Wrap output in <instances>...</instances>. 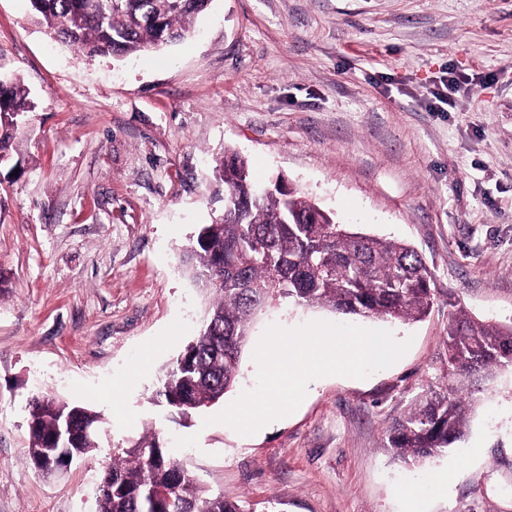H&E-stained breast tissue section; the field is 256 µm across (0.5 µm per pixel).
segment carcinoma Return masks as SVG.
Instances as JSON below:
<instances>
[{"mask_svg":"<svg viewBox=\"0 0 512 512\" xmlns=\"http://www.w3.org/2000/svg\"><path fill=\"white\" fill-rule=\"evenodd\" d=\"M30 0L39 22L86 57H122L183 39L204 11L198 0ZM35 109L17 80L0 78V157ZM224 183V211L202 224L186 261L213 300L198 336L165 368L157 396L188 419L238 381L253 320L283 300L363 319L418 321L434 302L432 273L410 244L348 230L299 191L256 184L247 162L227 149L212 169ZM453 385L414 402L388 429L387 447L404 463L438 456L465 434L480 384L512 365V326L481 320L460 306L445 337ZM101 417L44 392L28 409L32 464L51 474L70 451L97 448ZM97 512H242L238 500L203 489L154 435L112 449L97 486Z\"/></svg>","mask_w":512,"mask_h":512,"instance_id":"obj_1","label":"carcinoma"}]
</instances>
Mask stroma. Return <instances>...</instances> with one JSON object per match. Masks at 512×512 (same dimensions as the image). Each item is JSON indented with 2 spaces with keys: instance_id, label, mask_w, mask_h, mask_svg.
I'll list each match as a JSON object with an SVG mask.
<instances>
[{
  "instance_id": "1",
  "label": "stroma",
  "mask_w": 512,
  "mask_h": 512,
  "mask_svg": "<svg viewBox=\"0 0 512 512\" xmlns=\"http://www.w3.org/2000/svg\"><path fill=\"white\" fill-rule=\"evenodd\" d=\"M0 76L36 103L0 164V512H97L113 447L147 431L243 512H512V367L447 453L406 464L386 446L446 383L454 306L512 325V0H211L183 41L123 59L81 56L29 0H0ZM228 146L255 182L285 178L352 231L411 243L436 294L422 320H361L410 339L398 362L312 380L246 438L206 419L255 387L264 329L341 317L281 303L223 403L185 421L152 400L211 301L181 254L224 208ZM39 392L104 418L61 477L28 455Z\"/></svg>"
}]
</instances>
